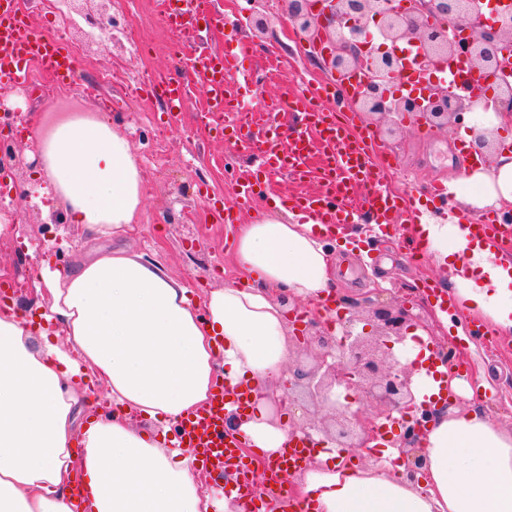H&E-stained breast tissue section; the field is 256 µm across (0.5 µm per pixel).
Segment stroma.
<instances>
[{"mask_svg":"<svg viewBox=\"0 0 512 512\" xmlns=\"http://www.w3.org/2000/svg\"><path fill=\"white\" fill-rule=\"evenodd\" d=\"M96 9L98 18L113 19L112 36L101 35L88 42L85 34L92 26L78 14L72 15L62 36L65 43L80 49L74 82L60 83L37 70L29 85L9 97L0 94V113L8 111V98L23 104L22 109L12 111L21 133L9 144V171L12 185L23 191L24 198L16 203L13 234L0 238V281H23L22 292L12 297L21 309L41 300L35 289L36 260H44L50 271L64 274L99 249L124 248L160 262L199 300L239 278L232 253L224 248L225 236L235 235L237 224H225L219 212L202 204L200 194L206 191L232 203L234 173L252 170L253 159L238 156L233 138L204 132L196 107L204 100L205 89L197 81L189 86L190 104L179 116L169 147L161 155L152 154L164 103L159 98L134 96L131 87L144 72L163 73L178 64L176 54L167 46L157 0H98ZM252 10L250 0H213L211 14L239 18L234 39L225 38L223 30L203 20L186 32V46L227 50L245 44L251 52L246 62L251 69L248 94L269 103L277 101L284 88L296 86L299 77L329 81V74L289 28L285 0H273L262 8L261 15L268 23L262 32L246 22ZM131 23L142 29L149 44L147 53L136 51L127 41L125 30ZM108 72L114 75L109 82L103 79ZM97 112L110 113L119 124L144 174L141 218L134 230L120 239H89L80 225L65 221L58 201H50L45 209L38 203L34 170L39 165V140L33 123L48 127L73 114ZM360 119L374 130L381 153L393 158L396 170L391 184L397 193L422 200L433 183L460 178L466 163L457 148L460 126L443 131L408 118L401 131L391 134L377 116L364 113ZM424 281L443 288L449 285L434 261H410L395 237L374 247L361 240L359 248L336 263L338 311L343 319L353 320L355 330L368 328L374 290L379 283H386L388 298L408 309L410 329L428 331L436 342L455 349L457 375L470 380L483 373L487 388L476 398V405L512 429V337L500 336L491 342L445 330L434 302L414 290Z\"/></svg>","mask_w":512,"mask_h":512,"instance_id":"35a3bbf8","label":"stroma"}]
</instances>
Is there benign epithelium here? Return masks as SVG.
I'll use <instances>...</instances> for the list:
<instances>
[{
  "label": "benign epithelium",
  "mask_w": 512,
  "mask_h": 512,
  "mask_svg": "<svg viewBox=\"0 0 512 512\" xmlns=\"http://www.w3.org/2000/svg\"><path fill=\"white\" fill-rule=\"evenodd\" d=\"M289 20L309 44L331 47L327 65L337 74L364 71L369 75L354 102L362 112L381 118L414 116L442 130L461 120L485 99V86L472 84L467 95L448 90L433 80L427 83L425 98L392 94V85L406 73L408 63L400 54L402 42L418 45L419 71L427 77L442 62L463 59L477 75L492 80L498 71L512 66V10L498 8L488 19L477 0H289ZM374 21L382 44L368 50L361 34ZM494 111L512 114V84L498 86ZM377 334L363 336L347 325L341 341L326 331L314 314L298 337L296 365L288 370L277 405H294L296 388L314 405L330 408L329 421H310L298 427L304 434L323 433L341 448H364L375 439L379 427L363 406L374 402L380 415L398 413L406 420L405 441L418 443L432 411L417 405L412 393L414 365L402 363L392 352H379L380 345L404 340L408 314L402 308L376 304L372 310ZM343 387L355 394L359 409L343 406L335 390Z\"/></svg>",
  "instance_id": "1"
}]
</instances>
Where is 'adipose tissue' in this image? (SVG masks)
Here are the masks:
<instances>
[{
	"label": "adipose tissue",
	"mask_w": 512,
	"mask_h": 512,
	"mask_svg": "<svg viewBox=\"0 0 512 512\" xmlns=\"http://www.w3.org/2000/svg\"><path fill=\"white\" fill-rule=\"evenodd\" d=\"M35 177L61 201L68 223L95 238L132 230L142 208L143 177L125 134L108 114L69 117L40 138ZM472 193L452 214L421 213L420 229L448 272L459 310L512 335V262L475 242L462 211L512 203V151L466 168ZM234 256L243 283L195 303L189 287L158 263L122 250L100 251L67 276L40 268L48 307L0 309V512H73V480L84 478L83 512H238L232 499L204 489L195 459L167 434L204 406L218 381L250 388L254 410L227 418L243 445L273 458L292 426L272 405L291 348L278 293L325 304L336 258L316 220L281 208L240 225ZM104 385L117 410L86 416L77 382ZM484 381L426 372L414 379L417 403L448 391L468 407L438 408L421 442V475L400 464L401 449L349 463L335 444L296 473L293 492L314 512H512V430L475 408ZM153 422L136 428L133 417Z\"/></svg>",
	"instance_id": "ef3b65f1"
}]
</instances>
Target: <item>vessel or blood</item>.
Returning a JSON list of instances; mask_svg holds the SVG:
<instances>
[{"instance_id": "obj_1", "label": "vessel or blood", "mask_w": 512, "mask_h": 512, "mask_svg": "<svg viewBox=\"0 0 512 512\" xmlns=\"http://www.w3.org/2000/svg\"><path fill=\"white\" fill-rule=\"evenodd\" d=\"M206 12L204 0H195L192 8L183 13H165L164 20L179 28L185 21H198ZM35 65L50 75L65 78L72 72L75 59L66 45L33 26L17 10L15 0H0V90L25 84ZM242 71L238 56L218 51L194 52L184 57L181 74L161 75L158 84L167 115L172 118L188 105L185 76L193 74L205 83L212 105L224 112L223 127L231 131L240 151L261 156L260 169L240 175L237 180L236 204L225 208V223H235L238 209L259 201L262 180L275 175L293 180L308 177L309 160L314 155L320 160L319 191L280 196L283 206L312 217L330 235L360 223L365 214L382 235L399 218L418 222L417 206L383 186L381 170L371 153L373 130L352 116L339 121L336 111L321 107L324 90L301 89L286 94L291 112L301 114L302 120L291 129L287 143H280L278 104L257 103L254 112L260 117L259 123L242 122ZM468 230L472 237L494 243L501 252L512 251V225L502 215L485 214L474 219ZM230 401L242 410L250 405L248 392L240 391L229 398L224 391H216L207 407L189 413L176 426V440L202 466L230 469L234 478L225 489L226 495L235 497L243 512H260L253 472L239 453L242 443L225 427V405ZM309 458V448L296 442L272 461L270 475L275 478L301 468Z\"/></svg>"}]
</instances>
